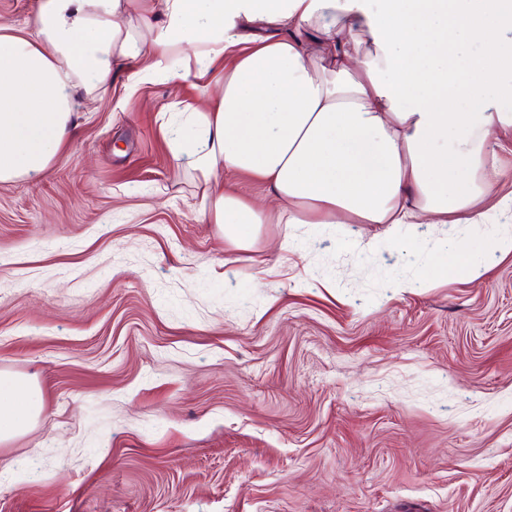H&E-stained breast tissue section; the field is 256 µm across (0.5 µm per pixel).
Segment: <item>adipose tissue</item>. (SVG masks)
Listing matches in <instances>:
<instances>
[{
  "instance_id": "1",
  "label": "adipose tissue",
  "mask_w": 512,
  "mask_h": 512,
  "mask_svg": "<svg viewBox=\"0 0 512 512\" xmlns=\"http://www.w3.org/2000/svg\"><path fill=\"white\" fill-rule=\"evenodd\" d=\"M32 35L0 23V183L36 179L84 99L224 76L160 128L201 193L197 220L250 247L260 225L486 224L450 274L512 252V196L494 158L512 129V0H38ZM244 173L269 193L218 182ZM43 410L33 378L0 370V444Z\"/></svg>"
}]
</instances>
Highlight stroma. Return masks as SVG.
<instances>
[{
    "mask_svg": "<svg viewBox=\"0 0 512 512\" xmlns=\"http://www.w3.org/2000/svg\"><path fill=\"white\" fill-rule=\"evenodd\" d=\"M126 79L45 175L0 184V370L44 403L0 445V512H512V253L472 281L443 276L472 224H264L236 249L159 131L201 87Z\"/></svg>",
    "mask_w": 512,
    "mask_h": 512,
    "instance_id": "1",
    "label": "stroma"
}]
</instances>
